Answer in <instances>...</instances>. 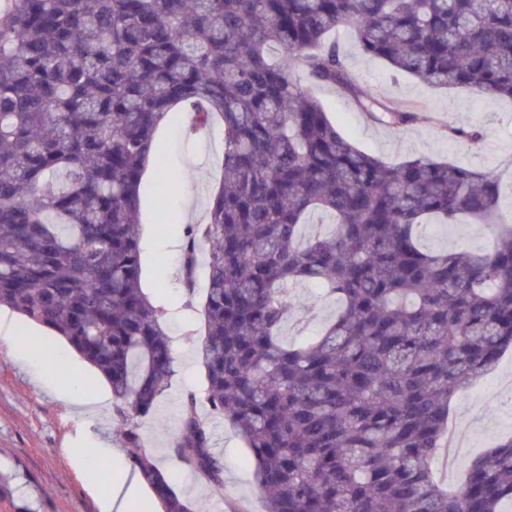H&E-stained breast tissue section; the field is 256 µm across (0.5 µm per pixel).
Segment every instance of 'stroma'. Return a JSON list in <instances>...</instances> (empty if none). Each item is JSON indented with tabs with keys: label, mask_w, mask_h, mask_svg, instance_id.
<instances>
[{
	"label": "stroma",
	"mask_w": 512,
	"mask_h": 512,
	"mask_svg": "<svg viewBox=\"0 0 512 512\" xmlns=\"http://www.w3.org/2000/svg\"><path fill=\"white\" fill-rule=\"evenodd\" d=\"M334 38L361 84L392 110L418 109L417 120L397 129L370 121L352 99L331 86L309 85L295 70L300 85L310 86L330 119L363 150L397 164L414 157L450 160L484 171H499L512 157V101L478 99L463 89L448 90L394 73L386 62L360 54L353 34L337 29ZM478 124L486 132L481 152L452 142L441 132L442 123ZM167 164L182 191L161 195L146 187L142 210L141 285L166 308L162 325L172 339L175 373L154 412L136 422L147 451L168 473H179L177 491L196 512H227L228 501L246 502L251 512H263V499L253 484V459L248 448L207 404L201 415L212 421L215 451L224 460V487L211 485L181 469L170 445L178 433L188 393L205 383L197 362L196 345L204 333L202 295L186 299L181 283L183 229L204 211L216 182L224 144L222 129L192 139L183 127L160 129ZM172 214L169 226L159 224ZM420 243L429 251L464 246L483 254L491 247L488 232L476 224H430L422 228ZM13 332L0 333V512H100L103 490L95 470L106 469L104 456H85L88 448L104 442L120 447V423L112 412L108 386L67 343L36 323H23L12 314ZM43 340L48 352H36L30 337ZM512 349L472 386L458 392L449 407L448 427L467 445L469 457L491 444L512 437Z\"/></svg>",
	"instance_id": "obj_1"
}]
</instances>
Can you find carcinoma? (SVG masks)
Listing matches in <instances>:
<instances>
[{"instance_id": "cac0c4a2", "label": "carcinoma", "mask_w": 512, "mask_h": 512, "mask_svg": "<svg viewBox=\"0 0 512 512\" xmlns=\"http://www.w3.org/2000/svg\"><path fill=\"white\" fill-rule=\"evenodd\" d=\"M477 98L512 99V0H0V306L63 337L104 378L134 470L162 512H193L134 429L173 375L163 309L140 286L142 178L155 132L224 126L223 177L184 230L193 295L210 242L198 357L172 454L217 491L224 464L202 400L250 449L264 512H500L512 438L436 479L449 401L512 347V182L428 157L360 149L272 57L339 87L373 119L412 124L353 77L336 41ZM444 136L472 151L480 125ZM315 212L332 218L315 228ZM491 249L427 251L459 218ZM300 283L339 301L323 333L282 330Z\"/></svg>"}]
</instances>
